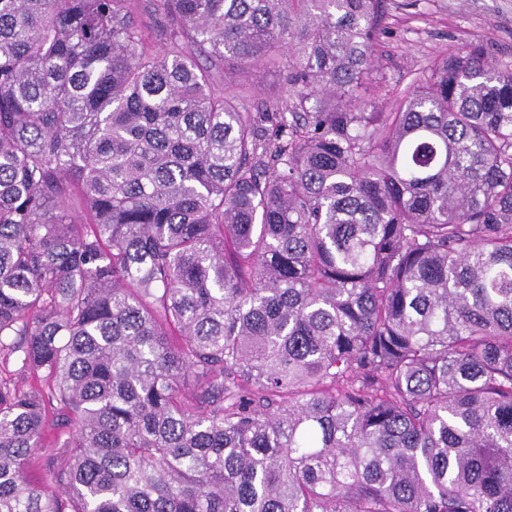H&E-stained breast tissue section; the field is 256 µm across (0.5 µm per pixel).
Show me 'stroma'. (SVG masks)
<instances>
[{
    "mask_svg": "<svg viewBox=\"0 0 512 512\" xmlns=\"http://www.w3.org/2000/svg\"><path fill=\"white\" fill-rule=\"evenodd\" d=\"M378 76L391 111L393 92L422 75L438 55L483 43L497 62H512V0H388Z\"/></svg>",
    "mask_w": 512,
    "mask_h": 512,
    "instance_id": "stroma-1",
    "label": "stroma"
}]
</instances>
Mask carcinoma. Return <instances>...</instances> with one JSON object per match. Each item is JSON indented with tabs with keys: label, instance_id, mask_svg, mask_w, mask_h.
Masks as SVG:
<instances>
[{
	"label": "carcinoma",
	"instance_id": "1",
	"mask_svg": "<svg viewBox=\"0 0 512 512\" xmlns=\"http://www.w3.org/2000/svg\"><path fill=\"white\" fill-rule=\"evenodd\" d=\"M135 3L0 0V512H512V65ZM250 84L254 88L257 97H264L268 94H274L278 97H287L285 88L282 87L281 81L269 73L264 72L262 69L254 71L248 76ZM59 431L57 426L56 417L50 412L47 423H46V433L49 434L48 439L46 440V444L43 448H40L38 455L36 458L30 463L27 475L29 480L37 485L42 486L45 491L49 493H57V486L46 482V467L47 464L51 461L57 452V448L52 445L53 434H56Z\"/></svg>",
	"mask_w": 512,
	"mask_h": 512
}]
</instances>
